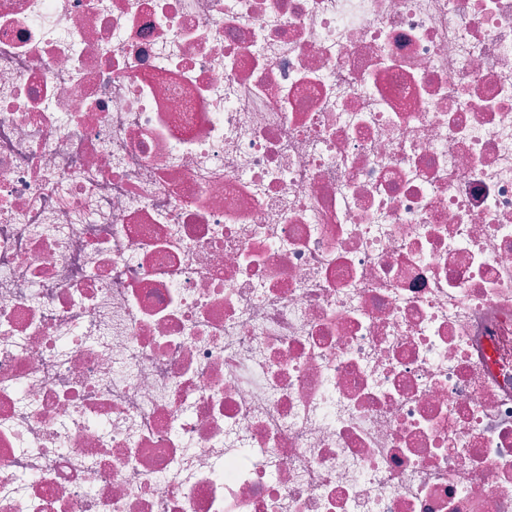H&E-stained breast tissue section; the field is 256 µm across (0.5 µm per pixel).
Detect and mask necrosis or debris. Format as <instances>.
Segmentation results:
<instances>
[{
	"label": "necrosis or debris",
	"mask_w": 512,
	"mask_h": 512,
	"mask_svg": "<svg viewBox=\"0 0 512 512\" xmlns=\"http://www.w3.org/2000/svg\"><path fill=\"white\" fill-rule=\"evenodd\" d=\"M0 512H512V0H0Z\"/></svg>",
	"instance_id": "necrosis-or-debris-1"
}]
</instances>
